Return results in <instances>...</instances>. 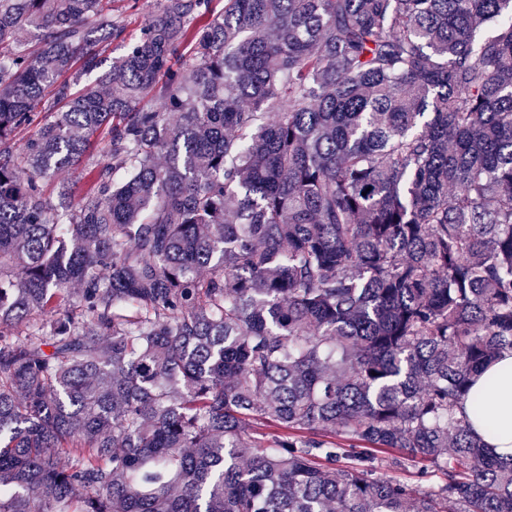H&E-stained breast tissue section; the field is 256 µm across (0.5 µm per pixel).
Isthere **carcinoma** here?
<instances>
[{
	"label": "carcinoma",
	"instance_id": "carcinoma-1",
	"mask_svg": "<svg viewBox=\"0 0 512 512\" xmlns=\"http://www.w3.org/2000/svg\"><path fill=\"white\" fill-rule=\"evenodd\" d=\"M117 2L0 0V512H512V0ZM156 3L157 0H124L119 3V6L125 7L116 12L117 20L127 27L128 32H136L153 11ZM466 411L473 431L505 464H512V351L502 352L475 381Z\"/></svg>",
	"mask_w": 512,
	"mask_h": 512
}]
</instances>
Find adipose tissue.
I'll use <instances>...</instances> for the list:
<instances>
[{"mask_svg": "<svg viewBox=\"0 0 512 512\" xmlns=\"http://www.w3.org/2000/svg\"><path fill=\"white\" fill-rule=\"evenodd\" d=\"M466 411L474 432L504 463L512 464V351L501 353L475 381Z\"/></svg>", "mask_w": 512, "mask_h": 512, "instance_id": "obj_1", "label": "adipose tissue"}]
</instances>
